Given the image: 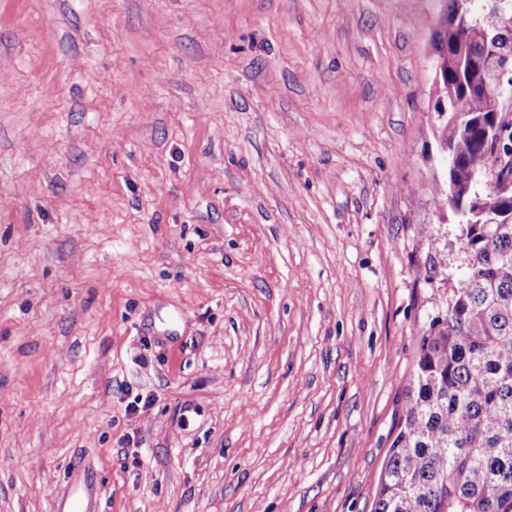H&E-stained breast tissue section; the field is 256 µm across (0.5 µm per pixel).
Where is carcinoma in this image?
I'll use <instances>...</instances> for the list:
<instances>
[{
	"mask_svg": "<svg viewBox=\"0 0 512 512\" xmlns=\"http://www.w3.org/2000/svg\"><path fill=\"white\" fill-rule=\"evenodd\" d=\"M466 21L495 28L490 0H468ZM461 29L449 20L435 35L451 51ZM469 77L449 59L434 111L458 104L462 117L440 121L454 164L436 186V201L464 227L461 249L472 264L448 300L444 316L421 336L403 418L381 471L373 512H512V222L480 224L473 199L488 211H512V198L476 172L500 144L504 124ZM496 127L486 141L484 127Z\"/></svg>",
	"mask_w": 512,
	"mask_h": 512,
	"instance_id": "1",
	"label": "carcinoma"
}]
</instances>
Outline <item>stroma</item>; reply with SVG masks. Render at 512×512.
Segmentation results:
<instances>
[{"label": "stroma", "mask_w": 512, "mask_h": 512, "mask_svg": "<svg viewBox=\"0 0 512 512\" xmlns=\"http://www.w3.org/2000/svg\"><path fill=\"white\" fill-rule=\"evenodd\" d=\"M447 2L0 0V512L76 457L99 512H373L461 277Z\"/></svg>", "instance_id": "obj_1"}]
</instances>
